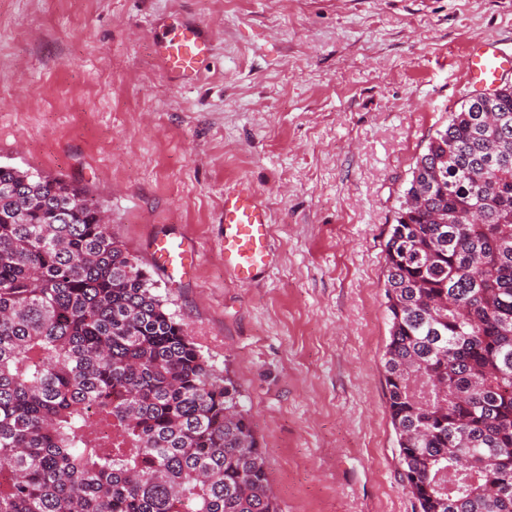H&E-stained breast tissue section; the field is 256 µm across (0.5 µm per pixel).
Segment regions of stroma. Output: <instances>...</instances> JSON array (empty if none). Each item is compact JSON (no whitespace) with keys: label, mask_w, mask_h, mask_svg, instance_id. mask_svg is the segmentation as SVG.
Here are the masks:
<instances>
[{"label":"stroma","mask_w":512,"mask_h":512,"mask_svg":"<svg viewBox=\"0 0 512 512\" xmlns=\"http://www.w3.org/2000/svg\"><path fill=\"white\" fill-rule=\"evenodd\" d=\"M213 37L194 85L165 25ZM512 0H0V164L84 188L238 389L281 512H416L387 408L384 244L417 157L473 95ZM271 211L272 268L224 269V194ZM194 247L185 274L153 255ZM512 69L511 54L504 52L495 42L474 39L467 54L468 82L478 87H492L504 73ZM155 258L162 267L184 265L186 259H193L194 250L191 247L189 251L184 240H175L170 238H160L155 242Z\"/></svg>","instance_id":"1"}]
</instances>
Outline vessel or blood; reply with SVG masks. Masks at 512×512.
Instances as JSON below:
<instances>
[{
  "label": "vessel or blood",
  "mask_w": 512,
  "mask_h": 512,
  "mask_svg": "<svg viewBox=\"0 0 512 512\" xmlns=\"http://www.w3.org/2000/svg\"><path fill=\"white\" fill-rule=\"evenodd\" d=\"M155 49L167 71L185 83L200 75V65L211 53L210 33L203 27L184 24L171 29ZM512 70V53L495 42L474 39L467 54V79L478 87H490ZM270 215L267 206L250 189L224 195V268L243 284L253 283L272 262ZM155 258L162 267L184 264L190 252L184 241L158 239Z\"/></svg>",
  "instance_id": "b4317fda"
}]
</instances>
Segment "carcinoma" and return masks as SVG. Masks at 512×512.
<instances>
[{"instance_id": "obj_1", "label": "carcinoma", "mask_w": 512, "mask_h": 512, "mask_svg": "<svg viewBox=\"0 0 512 512\" xmlns=\"http://www.w3.org/2000/svg\"><path fill=\"white\" fill-rule=\"evenodd\" d=\"M384 252L419 512H512V83L429 138ZM0 512H279L236 387L98 202L1 164Z\"/></svg>"}]
</instances>
